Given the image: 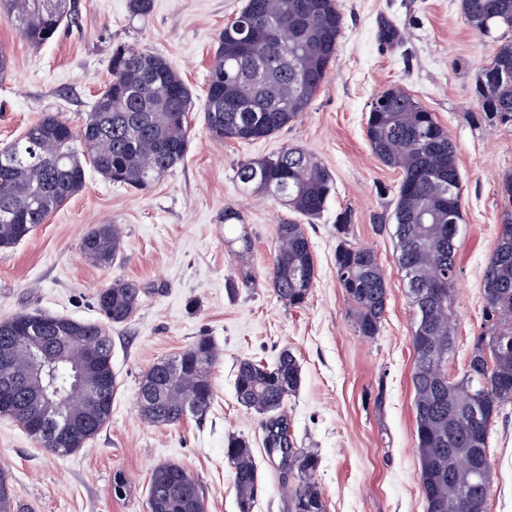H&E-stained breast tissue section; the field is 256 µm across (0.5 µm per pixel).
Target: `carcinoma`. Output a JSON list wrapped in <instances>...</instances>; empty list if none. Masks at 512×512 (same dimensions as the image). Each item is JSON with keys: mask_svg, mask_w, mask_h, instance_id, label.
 I'll return each instance as SVG.
<instances>
[{"mask_svg": "<svg viewBox=\"0 0 512 512\" xmlns=\"http://www.w3.org/2000/svg\"><path fill=\"white\" fill-rule=\"evenodd\" d=\"M76 0H0L3 13L34 46L55 40L73 23ZM465 24L484 37L512 32V0H462ZM259 33L276 25L288 41H259L247 55L239 25ZM345 18L337 0H246L224 27L203 98L207 130L215 141L254 142L272 137L305 112L324 84L339 50ZM107 94L97 99L82 125L71 126L47 113L0 151V248L26 239L83 188L86 166L104 179L148 188L180 164L190 145L193 94L165 56L125 46L109 59ZM474 94L490 123L512 121V41L502 43L478 73ZM369 146L385 166L401 173L394 199V260L406 282L415 314L411 373L416 449L426 512H488L492 472L489 461L495 420L512 405V218L498 231L484 272V327L475 337L460 378L451 381L448 359L455 351L450 291L457 278V240L462 215V183L456 147L433 113L410 93L391 87L371 103L366 122ZM235 179L244 190L279 200L307 219L324 212L335 190L330 171L298 147L239 163ZM123 248L118 224H97L82 238L86 259L109 266ZM336 276L352 305L357 333L379 334L387 307V285L375 251L342 239L336 246ZM315 279L311 244L302 225L277 227V248L268 280L279 300L303 307ZM143 288L118 280L97 294L100 314L113 325L128 322L141 304ZM58 326L73 358L92 351L93 371L77 379L62 364L49 366L43 387L51 400L81 423L72 436L28 432L38 446L57 455L81 451L112 416L115 389L96 411L89 389L112 371V341L98 323L42 313H19L0 320V377L27 381L36 339H13L30 322ZM220 352L213 340L198 337L173 360L154 363L139 389L156 384L162 399L139 405L155 425H175L185 417L204 419L213 400L211 369ZM301 368L286 348L271 364L239 360L237 401L266 416V449L287 446L289 512H326L315 475L319 457L296 448L283 410L300 387ZM224 457L231 468L239 512H251L262 481L250 441L230 435ZM206 492L182 466L154 468L148 488L150 512H204Z\"/></svg>", "mask_w": 512, "mask_h": 512, "instance_id": "carcinoma-1", "label": "carcinoma"}]
</instances>
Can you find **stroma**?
I'll use <instances>...</instances> for the list:
<instances>
[{
    "mask_svg": "<svg viewBox=\"0 0 512 512\" xmlns=\"http://www.w3.org/2000/svg\"><path fill=\"white\" fill-rule=\"evenodd\" d=\"M245 0H153L147 16L129 0H78L72 32L41 47L0 18V50L11 72L0 83V149L43 113L81 125L109 78L114 47L162 54L202 96L219 38ZM346 27L328 77L304 114L275 136L250 143L214 141L201 109L190 119L191 143L179 165L143 191L110 183L87 169L83 189L30 237L0 248V319L20 312L100 321L96 296L118 279L144 290L134 316L108 329L118 388L112 417L80 452L64 457L40 448L0 416V469L9 475L12 512H149L148 484L161 463L181 465L206 488V512H239L224 459L229 434L249 438L263 491L253 512H288L279 458L263 445L261 415L240 405L236 363H273L291 349L301 384L284 418L295 447L319 456L327 512H426L416 450L411 371L414 314L394 243L377 227L389 223L400 181L372 153L365 135L370 105L381 91L403 87L433 112L457 146L462 214L452 291L456 347L448 376H461L483 324V274L512 203L501 180L512 173V121L488 123L477 110L475 79L496 52V37L464 23L461 0H339ZM399 37H384L385 26ZM304 149L333 175L336 192L322 216L304 220L315 256L314 286L304 307L280 302L265 280L278 225L294 220L272 199L242 191L238 163ZM239 214L224 224L226 209ZM349 215V241L371 247L383 269L389 304L380 332L359 336L336 277V219ZM120 225L124 248L112 264L81 253L94 225ZM246 233L252 249L240 264L231 241ZM256 285L243 287L244 275ZM210 337L220 359L211 371L215 401L205 419L173 426L142 420L137 394L157 361ZM489 512H512V412L495 423ZM128 480L115 497L113 477Z\"/></svg>",
    "mask_w": 512,
    "mask_h": 512,
    "instance_id": "obj_1",
    "label": "stroma"
}]
</instances>
